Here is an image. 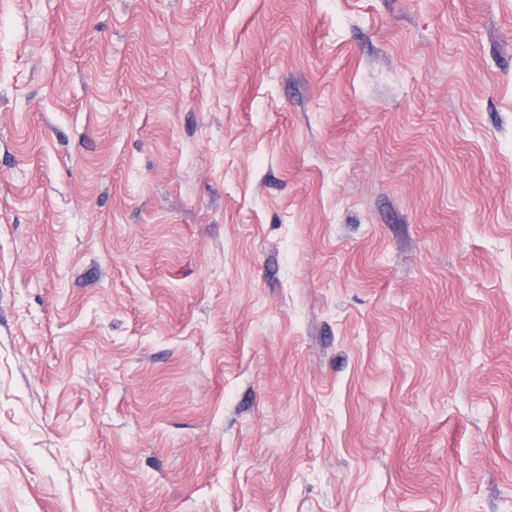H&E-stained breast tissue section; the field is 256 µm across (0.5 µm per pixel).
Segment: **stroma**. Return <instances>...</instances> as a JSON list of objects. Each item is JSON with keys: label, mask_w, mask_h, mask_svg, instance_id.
Segmentation results:
<instances>
[{"label": "stroma", "mask_w": 512, "mask_h": 512, "mask_svg": "<svg viewBox=\"0 0 512 512\" xmlns=\"http://www.w3.org/2000/svg\"><path fill=\"white\" fill-rule=\"evenodd\" d=\"M0 512H512V0H0Z\"/></svg>", "instance_id": "obj_1"}]
</instances>
